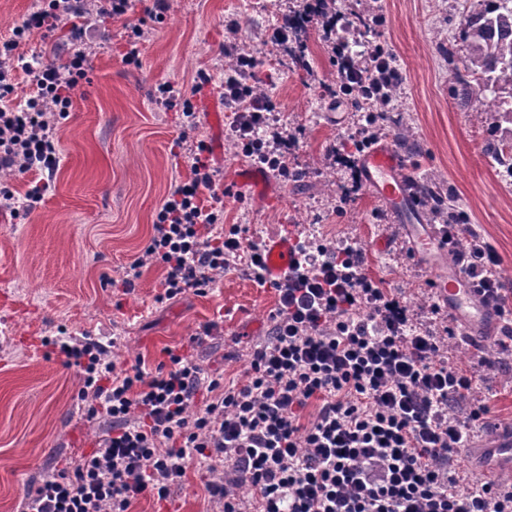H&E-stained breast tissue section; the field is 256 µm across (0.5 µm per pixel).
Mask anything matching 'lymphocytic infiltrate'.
I'll return each instance as SVG.
<instances>
[{"label": "lymphocytic infiltrate", "mask_w": 512, "mask_h": 512, "mask_svg": "<svg viewBox=\"0 0 512 512\" xmlns=\"http://www.w3.org/2000/svg\"><path fill=\"white\" fill-rule=\"evenodd\" d=\"M80 13V0H49L22 30L50 33ZM340 20L316 0L281 13L271 40L306 25L322 28L336 48L338 92L346 96L365 88L370 75L391 70L392 55L379 47L352 54L337 34ZM18 46L12 38L0 42V169L38 173L28 196L36 203L52 187L57 118L71 106L87 58L79 50L63 66L22 63L32 90L17 104L5 64ZM257 77L256 63L241 59L224 72L222 99L238 114L244 156L290 182L299 174L291 159L295 136L269 126L272 103L254 96ZM187 151L191 176L171 187L127 277L158 262L166 271L164 297L202 293L245 253L253 280L263 283L261 245L210 236L218 221L208 197L215 187L211 147L195 141ZM460 257L494 309L511 316L512 295L493 278L496 252L477 246ZM274 289L272 334L254 347L236 384L209 375L185 347L165 348L156 368L139 359L121 369L99 342L57 341L66 364L83 372L87 419L108 426L90 453L28 489L22 512H130L137 499H169L188 461L202 458L225 465L208 486L221 512H512L511 483L464 488L455 468L474 428L489 424L487 400L472 395L497 370L495 359L479 357L467 369L449 363L453 328L419 322L401 294L366 276L357 247L298 241ZM203 391L209 400L192 411ZM466 401L467 415L455 414ZM311 405L316 413L304 420Z\"/></svg>", "instance_id": "f902f5d3"}]
</instances>
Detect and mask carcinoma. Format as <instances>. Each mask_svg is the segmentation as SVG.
I'll return each instance as SVG.
<instances>
[{"instance_id":"cac0c4a2","label":"carcinoma","mask_w":512,"mask_h":512,"mask_svg":"<svg viewBox=\"0 0 512 512\" xmlns=\"http://www.w3.org/2000/svg\"><path fill=\"white\" fill-rule=\"evenodd\" d=\"M462 34L469 47L465 73L456 76L462 99L477 92L496 106L501 91H512V0H488L484 10L465 16ZM489 153L498 165L512 167V140L492 143ZM422 187L435 216L451 223L453 208L446 205L443 184L429 179Z\"/></svg>"}]
</instances>
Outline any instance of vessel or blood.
<instances>
[{
	"mask_svg": "<svg viewBox=\"0 0 512 512\" xmlns=\"http://www.w3.org/2000/svg\"><path fill=\"white\" fill-rule=\"evenodd\" d=\"M368 190L383 201L402 239L422 265L432 266L431 294L453 319L457 335L480 339L493 333L499 324L494 310L465 269L448 260L449 244L439 229L416 215L417 207L410 189L404 160L388 143L370 148L360 159ZM295 239L272 236L264 246L267 257L266 280L281 281L288 272ZM468 454L478 469L493 475L512 474V431L494 435L489 443L469 448Z\"/></svg>",
	"mask_w": 512,
	"mask_h": 512,
	"instance_id": "1",
	"label": "vessel or blood"
}]
</instances>
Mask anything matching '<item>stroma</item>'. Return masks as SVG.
<instances>
[{"label":"stroma","mask_w":512,"mask_h":512,"mask_svg":"<svg viewBox=\"0 0 512 512\" xmlns=\"http://www.w3.org/2000/svg\"><path fill=\"white\" fill-rule=\"evenodd\" d=\"M303 0H133L125 21L86 5L70 38V25L42 36H24L26 61L64 63L78 48L89 57L55 146L59 166L53 189L18 217L0 219V512H19L26 489L58 464L89 453L102 430L83 418L79 367L48 355L43 342L88 337L112 348L114 361L147 368L165 348L190 345L207 371L238 382L252 348L271 334L278 306L274 289L257 287L246 263L219 277L206 293L187 291L159 299L162 264L143 268L123 286L125 272L148 244L171 184L190 175V161L175 145L180 127L160 86L190 88L198 72L224 78L225 25L238 22L237 43L257 48L262 87L275 109L270 121L291 128L299 181L274 180L273 202L239 191L237 176L251 162L234 143L213 157L219 192L215 208L224 231L261 242L270 235L318 236L333 247L361 243L365 273L421 308L432 272L409 250L378 252L374 241L390 230L386 206L369 191L342 198L347 173L334 166L331 149L355 137L351 102L335 96L337 73L325 36L309 28L304 39L308 70L268 41L279 13ZM334 9L370 18L381 14L380 43L403 73L389 111L401 115L408 139L385 130L382 141L403 155L412 179L432 176L459 200V221L478 232L500 258L499 279L512 289V176L485 153L491 138L512 137L505 110L484 109L478 98H455L456 74L468 47L460 37L464 8L480 0H333ZM144 33L140 59L125 63L127 28ZM500 370L480 389L492 392L497 428H512V356L498 354ZM212 474L189 465L173 496L136 500L131 512H216L209 496Z\"/></svg>","instance_id":"obj_1"}]
</instances>
